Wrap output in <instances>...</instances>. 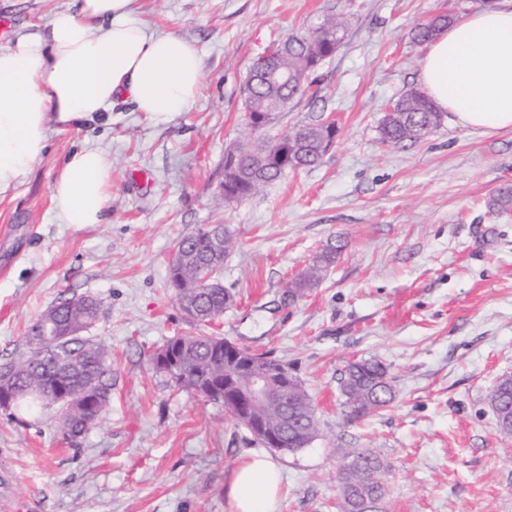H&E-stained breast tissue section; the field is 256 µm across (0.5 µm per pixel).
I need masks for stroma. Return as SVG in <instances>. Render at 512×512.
<instances>
[{
	"label": "stroma",
	"instance_id": "stroma-1",
	"mask_svg": "<svg viewBox=\"0 0 512 512\" xmlns=\"http://www.w3.org/2000/svg\"><path fill=\"white\" fill-rule=\"evenodd\" d=\"M72 0H0V46ZM152 29L203 58L201 91L158 123L131 101L81 130L52 129L46 152L0 198V358L26 352V330L60 298L94 296L90 331L112 355L102 424L67 444L55 408L0 410V512H228L239 462L267 453L283 475L278 512H342L337 448L386 468L382 512H512V436L488 405L512 374V214L486 198L512 186V129L473 132L445 114L416 141L381 142L389 104L420 86L427 48L409 31L432 16L465 19L476 0H135ZM344 15L348 35L265 132L335 117L339 135L314 168L291 171L224 205V151L249 140L242 89L253 63L289 35ZM112 160L102 224H58L51 185L81 146ZM225 224L237 246L223 283L236 302L214 330L266 351L302 381L319 418L307 447L252 441L222 404L156 372L148 356L197 326L167 290L177 240ZM339 239L344 249L295 304L286 284ZM389 369L395 398L347 422L338 379L348 362Z\"/></svg>",
	"mask_w": 512,
	"mask_h": 512
}]
</instances>
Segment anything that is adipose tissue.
Segmentation results:
<instances>
[{
    "instance_id": "1",
    "label": "adipose tissue",
    "mask_w": 512,
    "mask_h": 512,
    "mask_svg": "<svg viewBox=\"0 0 512 512\" xmlns=\"http://www.w3.org/2000/svg\"><path fill=\"white\" fill-rule=\"evenodd\" d=\"M135 0H78L0 48V197L43 156L51 128L79 129L116 99L154 121L187 111L202 86L196 48L150 31ZM421 81L441 110L471 130L512 129V7L479 9L433 40ZM112 162L95 147L67 155L51 186L60 224H102ZM281 476L265 455L234 470L230 512H276Z\"/></svg>"
}]
</instances>
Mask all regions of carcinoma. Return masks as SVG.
I'll list each match as a JSON object with an SVG mask.
<instances>
[{"instance_id": "cac0c4a2", "label": "carcinoma", "mask_w": 512, "mask_h": 512, "mask_svg": "<svg viewBox=\"0 0 512 512\" xmlns=\"http://www.w3.org/2000/svg\"><path fill=\"white\" fill-rule=\"evenodd\" d=\"M454 15L440 14L420 23L411 30V40L422 45L432 41L442 30L453 24ZM344 17L327 18L311 31L285 38L288 51L276 59L277 66L288 73V82L272 84L258 73H248L244 83L246 97L251 100L252 111H265L268 101L287 103L304 92L312 68L332 56L347 36ZM444 118L428 93L412 87L391 103L380 120V140L386 144H399L418 140L439 127ZM332 128L319 123L298 126L282 135L295 139L290 169L305 170L317 166L324 153L319 140L330 135ZM277 170L261 172L245 168L234 186L238 199H247L263 186L279 179ZM485 206L496 213L512 210V190L498 189L490 195ZM236 240L229 231L223 243H218L206 224L179 240L183 248L182 287L171 289L179 304H193L197 315L192 320L200 325H211L224 316L235 295L224 287L204 288L202 273L207 271L221 277L224 261L234 250ZM342 246L329 243L316 263L303 269L287 282L284 299L296 301L320 282L323 273L336 261ZM100 301L91 296L65 299L39 315L29 325L26 341L29 351L17 357L0 360V373L10 376V388L19 396L13 405L17 411L59 407L58 429L64 440L75 445L108 413L112 402V360L109 351L100 343L82 336L100 316ZM69 333L61 340L47 335V321ZM180 344L179 364L173 370L157 365L153 369L168 376L173 382L190 390L205 384L212 375L224 372L226 338L211 332H192L174 336L167 343ZM253 368L265 372H281L288 366L266 353H257L246 347ZM93 383L97 393L92 403V418L66 406L59 392L66 390L74 396L83 392L85 383ZM285 397L266 402L255 409L224 407L235 424L253 433L260 423L276 432L274 449L294 452L305 448L319 433L317 411L310 401L302 382L294 374L283 379ZM342 405L349 421H356L368 413L387 406L394 399L391 377L387 367L377 360L362 359L345 366L339 382ZM488 403L495 417L496 428L504 436H512V375L503 374L488 394ZM339 482L344 496L346 512H354L351 504L356 500L379 501L385 495L384 463L362 448H339Z\"/></svg>"}]
</instances>
